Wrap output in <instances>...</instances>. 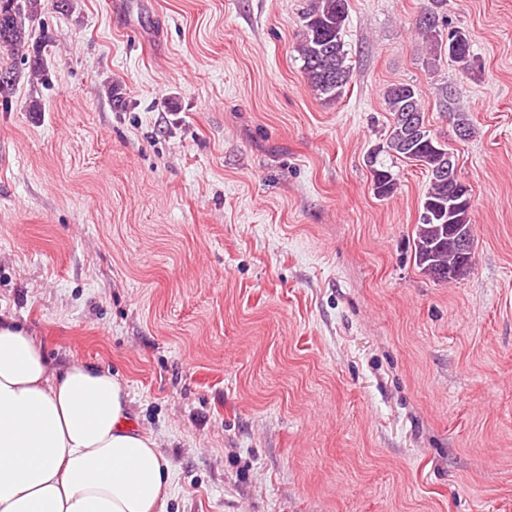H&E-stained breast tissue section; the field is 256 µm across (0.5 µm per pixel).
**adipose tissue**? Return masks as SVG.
Here are the masks:
<instances>
[{"instance_id":"1","label":"adipose tissue","mask_w":512,"mask_h":512,"mask_svg":"<svg viewBox=\"0 0 512 512\" xmlns=\"http://www.w3.org/2000/svg\"><path fill=\"white\" fill-rule=\"evenodd\" d=\"M0 512H166L170 471L129 424L122 381L52 366L0 314Z\"/></svg>"}]
</instances>
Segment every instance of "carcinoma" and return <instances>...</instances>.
<instances>
[{"label":"carcinoma","mask_w":512,"mask_h":512,"mask_svg":"<svg viewBox=\"0 0 512 512\" xmlns=\"http://www.w3.org/2000/svg\"><path fill=\"white\" fill-rule=\"evenodd\" d=\"M431 7L417 19L418 35L433 61L442 56L463 70L474 67L472 42L466 31L451 26L448 0H430ZM46 4L42 0H0V107L9 108L21 66L37 77L44 68L43 52L51 36L40 25ZM349 20V0H310L303 13V33L297 47L302 69L311 87L329 100L340 98L351 76L343 40ZM384 101L392 115L383 145L367 156L375 196L386 199L399 187V178L380 160L385 153L425 169L429 186L420 223L415 225L414 260L420 271L437 283L463 279L472 269V253L461 246V234L474 240L471 224V188L458 175H448L447 142L429 127L419 90L412 84L389 85ZM444 114L465 136L473 133L467 114L452 92L443 94Z\"/></svg>","instance_id":"carcinoma-1"}]
</instances>
